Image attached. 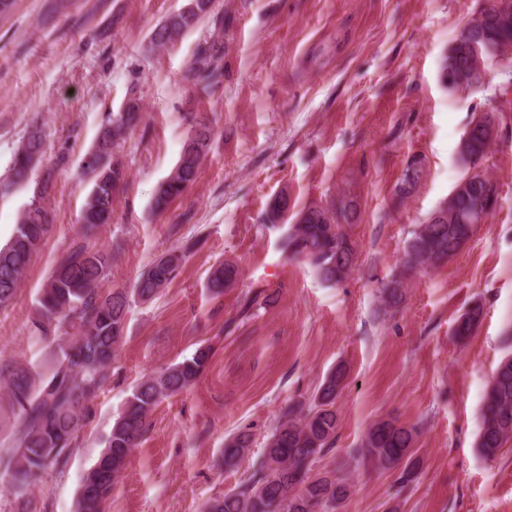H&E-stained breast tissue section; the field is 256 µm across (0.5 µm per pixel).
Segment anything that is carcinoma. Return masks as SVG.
Here are the masks:
<instances>
[{
  "label": "carcinoma",
  "instance_id": "cac0c4a2",
  "mask_svg": "<svg viewBox=\"0 0 512 512\" xmlns=\"http://www.w3.org/2000/svg\"><path fill=\"white\" fill-rule=\"evenodd\" d=\"M215 3L188 0L153 30L151 44L157 48L172 46L209 18L214 19V26L224 28L225 17L214 13ZM482 14L481 9L474 13L448 51L442 66L443 80H448V70H461L475 53L484 58L505 54L512 48V10L496 15L490 22ZM223 58L222 43L216 39L204 42L198 46L185 79L204 91L210 89L221 82ZM142 120L139 99H128L120 111L107 114L95 146L84 158L81 175L92 188L80 214L82 234L47 277L32 329V336L40 342L48 340L53 331L61 332L63 341L54 346L44 366L0 361V388L11 420L10 446L0 455V485L22 503L28 500L35 480L48 470L61 468L77 443L89 403L109 379L131 305L153 299L171 284L186 257L198 246V241H188L181 249L151 261L133 287L112 288L105 282L120 247L95 249L84 241L95 229L112 222L113 197L125 180L120 155L124 136ZM213 136L209 122H191L174 169L158 185L154 209H165L197 180ZM45 146L42 125L32 123L9 165L6 187L31 185L33 196L12 237L0 247V309L14 300L26 267L52 228V215L45 205L52 172L35 177ZM488 152L484 125L470 122L459 146L466 170L448 200L413 231L402 271L383 288L386 305L400 303L408 275L454 257L471 238L473 221L491 214L486 206L494 180L481 169ZM420 175V161L409 162L399 187L401 197L413 193ZM292 209L288 194L282 193L270 202L266 219L274 227ZM357 210L355 201L340 198L326 206L297 211L281 238L283 251L305 261L325 283L345 281L355 267L357 248L344 225L356 220ZM240 277L235 262L220 260L210 268L207 288L222 295ZM481 316L479 306L463 314L456 334L470 335ZM211 357L212 347L202 342L191 356L142 377L132 387L95 463L82 476L75 512H105L116 479L148 431L151 414L163 400L193 385ZM346 378V369L338 366L326 374L310 401H296L284 408L267 438L260 468L239 487L208 499L204 512H345L352 484L336 470L320 469L317 463L335 445L339 427L336 404ZM418 435L413 425L393 418L378 420L361 440V458L375 470L396 473L400 484H411L421 464ZM511 440L512 357H507L485 392L478 448L492 458ZM251 442L247 432L228 439L225 466L239 465Z\"/></svg>",
  "mask_w": 512,
  "mask_h": 512
}]
</instances>
